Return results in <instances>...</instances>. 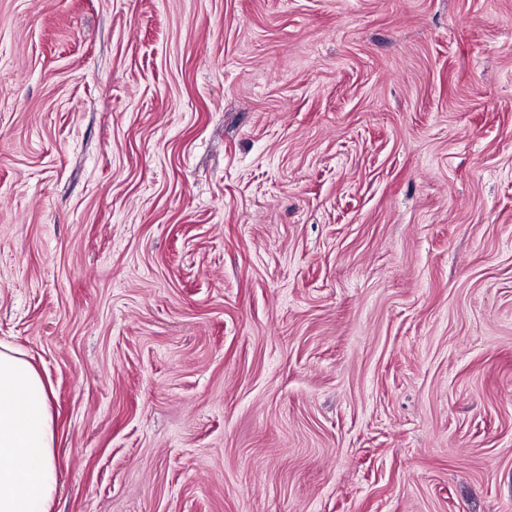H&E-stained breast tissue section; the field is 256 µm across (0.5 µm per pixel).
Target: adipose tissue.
<instances>
[{
  "mask_svg": "<svg viewBox=\"0 0 512 512\" xmlns=\"http://www.w3.org/2000/svg\"><path fill=\"white\" fill-rule=\"evenodd\" d=\"M45 385L21 350L0 342V512H49L57 485Z\"/></svg>",
  "mask_w": 512,
  "mask_h": 512,
  "instance_id": "1",
  "label": "adipose tissue"
}]
</instances>
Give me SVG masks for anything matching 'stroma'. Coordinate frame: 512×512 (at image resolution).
I'll list each match as a JSON object with an SVG mask.
<instances>
[{
  "mask_svg": "<svg viewBox=\"0 0 512 512\" xmlns=\"http://www.w3.org/2000/svg\"><path fill=\"white\" fill-rule=\"evenodd\" d=\"M50 512H512V0H0V341Z\"/></svg>",
  "mask_w": 512,
  "mask_h": 512,
  "instance_id": "obj_1",
  "label": "stroma"
}]
</instances>
